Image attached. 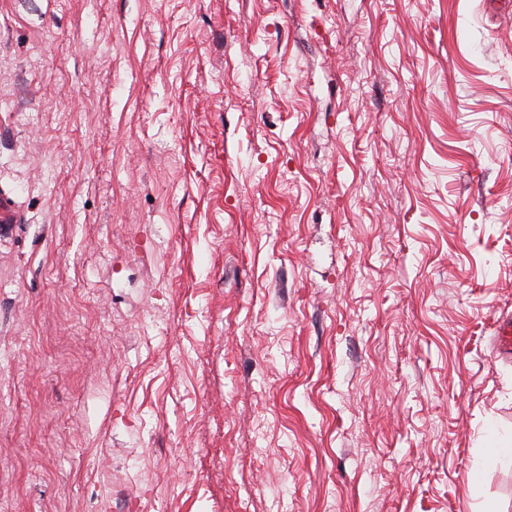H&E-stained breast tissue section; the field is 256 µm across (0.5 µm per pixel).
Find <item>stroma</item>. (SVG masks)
Returning <instances> with one entry per match:
<instances>
[{
	"label": "stroma",
	"mask_w": 512,
	"mask_h": 512,
	"mask_svg": "<svg viewBox=\"0 0 512 512\" xmlns=\"http://www.w3.org/2000/svg\"><path fill=\"white\" fill-rule=\"evenodd\" d=\"M0 512H512V0H0ZM494 354L503 360H512V316L504 317L497 325L493 344Z\"/></svg>",
	"instance_id": "obj_1"
}]
</instances>
